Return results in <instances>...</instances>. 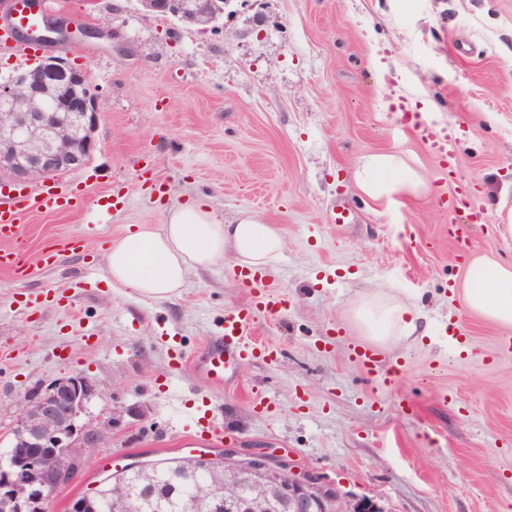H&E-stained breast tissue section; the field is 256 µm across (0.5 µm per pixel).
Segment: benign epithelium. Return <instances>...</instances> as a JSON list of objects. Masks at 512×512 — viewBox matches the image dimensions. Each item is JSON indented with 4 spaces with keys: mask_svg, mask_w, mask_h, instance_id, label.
Wrapping results in <instances>:
<instances>
[{
    "mask_svg": "<svg viewBox=\"0 0 512 512\" xmlns=\"http://www.w3.org/2000/svg\"><path fill=\"white\" fill-rule=\"evenodd\" d=\"M139 14L203 18L219 22L231 0H137ZM16 39L50 44V55L35 67L0 79V184L22 183L59 175L86 165L95 150V132L104 109L85 70L60 53L90 32L62 20ZM97 395L83 372L37 388L28 405L0 436L14 449L0 467V512H50L55 492L69 485L89 458V451L107 439L113 420L95 426L82 420ZM212 482L205 497L207 512H261L271 506L286 512H335L338 490L311 471H295L287 460L264 453L224 449L223 463L207 466ZM230 473L236 491L224 492ZM91 495L69 500L66 512H92Z\"/></svg>",
    "mask_w": 512,
    "mask_h": 512,
    "instance_id": "benign-epithelium-1",
    "label": "benign epithelium"
}]
</instances>
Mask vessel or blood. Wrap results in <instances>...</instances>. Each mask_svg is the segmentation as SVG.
Segmentation results:
<instances>
[{"instance_id":"1","label":"vessel or blood","mask_w":512,"mask_h":512,"mask_svg":"<svg viewBox=\"0 0 512 512\" xmlns=\"http://www.w3.org/2000/svg\"><path fill=\"white\" fill-rule=\"evenodd\" d=\"M39 22V16L28 9L26 0H14L7 19L9 27L30 29ZM83 200L81 190L63 191L58 181L53 179L43 182L32 194L20 190H0V267L11 269L20 262V255L13 251L12 244L20 234L21 219L29 207L57 213L75 209ZM238 278L253 288V299L245 308L225 314L223 326L216 336L211 337L208 352L202 360L203 379L208 383L223 382L224 369L229 363L269 357V350L252 346L246 341V332L257 318L277 317L286 310L284 299L265 285L260 271H242ZM351 356L365 371H379L381 383L386 387L395 384L402 370L398 364L382 366L380 352L366 344L352 346Z\"/></svg>"}]
</instances>
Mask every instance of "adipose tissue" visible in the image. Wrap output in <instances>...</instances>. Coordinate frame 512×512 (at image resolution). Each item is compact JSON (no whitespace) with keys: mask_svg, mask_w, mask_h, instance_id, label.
Returning <instances> with one entry per match:
<instances>
[{"mask_svg":"<svg viewBox=\"0 0 512 512\" xmlns=\"http://www.w3.org/2000/svg\"><path fill=\"white\" fill-rule=\"evenodd\" d=\"M360 191L376 202L399 192L421 196L429 185L404 156L395 152L366 155L354 173ZM286 238L274 224L248 215L225 222L203 199L172 210L160 228L134 224L112 241L105 253L113 283L152 299H165L184 287L189 275L232 254L237 265L273 267L286 249ZM465 308L489 323L512 329V264L475 256L463 278ZM421 309L395 296L378 293L362 299L352 310L358 334L385 346L416 334Z\"/></svg>","mask_w":512,"mask_h":512,"instance_id":"1","label":"adipose tissue"}]
</instances>
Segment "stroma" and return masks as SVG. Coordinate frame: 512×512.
Returning <instances> with one entry per match:
<instances>
[{"label":"stroma","mask_w":512,"mask_h":512,"mask_svg":"<svg viewBox=\"0 0 512 512\" xmlns=\"http://www.w3.org/2000/svg\"><path fill=\"white\" fill-rule=\"evenodd\" d=\"M45 8L92 29L67 60L105 114L89 163L57 177L80 185L85 204L30 210L26 272L0 270V429L31 390L75 372L98 389L86 420L121 416L52 512L133 460L193 454L178 398L222 424V447L288 455L342 506L512 512V335L464 308L445 206L460 200L473 254L512 262V241L492 229L498 207L512 208V0H234L207 30L143 19L135 0ZM419 122L450 137L451 170ZM380 151L403 153L429 194L366 198L353 172ZM144 167L164 193L142 187ZM115 188L123 206L97 215L92 201ZM200 194L225 220L255 215L287 238L265 273L287 310L250 334L276 358L240 363L220 385L204 382L200 361L225 312L251 297L233 258L153 300L113 284L101 251ZM341 204L351 223H333ZM379 291L413 299L428 325L384 348L406 363L389 388L350 356L360 338L346 313ZM446 326L465 336V355ZM138 404L146 418L127 415Z\"/></svg>","instance_id":"obj_1"}]
</instances>
